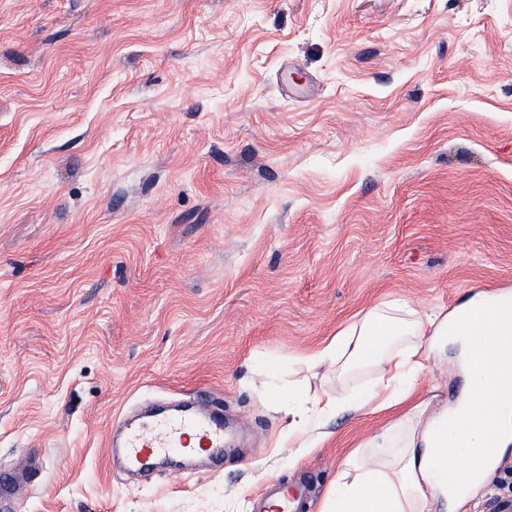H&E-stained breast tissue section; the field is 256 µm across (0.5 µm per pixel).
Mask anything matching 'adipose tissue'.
Segmentation results:
<instances>
[{"mask_svg": "<svg viewBox=\"0 0 512 512\" xmlns=\"http://www.w3.org/2000/svg\"><path fill=\"white\" fill-rule=\"evenodd\" d=\"M468 314L474 320L464 336L454 321ZM496 336H512V294L485 292L444 316L391 302L369 310L313 357V364H333L342 376L370 365L382 372L370 390L356 395L329 393L312 404L291 403L288 410L301 430L346 407L405 410L372 439L362 465L344 466L326 497L325 512H431L437 499H452L466 474L438 465L436 449L447 442L449 426L469 432L465 408L431 410L428 401L415 398V378L424 359L444 360L449 346H456L465 361L473 341L488 344Z\"/></svg>", "mask_w": 512, "mask_h": 512, "instance_id": "obj_1", "label": "adipose tissue"}]
</instances>
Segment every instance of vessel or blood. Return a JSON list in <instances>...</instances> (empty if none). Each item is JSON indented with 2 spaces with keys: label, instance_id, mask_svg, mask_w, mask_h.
I'll use <instances>...</instances> for the list:
<instances>
[{
  "label": "vessel or blood",
  "instance_id": "obj_1",
  "mask_svg": "<svg viewBox=\"0 0 512 512\" xmlns=\"http://www.w3.org/2000/svg\"><path fill=\"white\" fill-rule=\"evenodd\" d=\"M501 400L491 391L479 392L469 415L484 431L479 449L469 455L470 468L489 471L498 460L504 432L496 420ZM226 428L224 411L203 395H195L191 405L175 410L159 409L127 421L121 436L106 432L107 454L119 453L132 472H146L167 457H202L219 464L224 459ZM36 468L25 463L14 470L0 471V502H10L20 488L31 482ZM308 490L303 486H269L254 502L253 512H300Z\"/></svg>",
  "mask_w": 512,
  "mask_h": 512
}]
</instances>
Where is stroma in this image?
<instances>
[{
    "label": "stroma",
    "instance_id": "stroma-1",
    "mask_svg": "<svg viewBox=\"0 0 512 512\" xmlns=\"http://www.w3.org/2000/svg\"><path fill=\"white\" fill-rule=\"evenodd\" d=\"M512 287V0H0V468L10 512H308L390 418L322 419L311 369L366 310ZM205 388L244 430L221 470L134 484L120 413ZM456 362L420 398L452 405ZM458 512L512 497V444ZM36 467L27 457L26 463L15 470L0 471V505L1 501L10 502L20 488L31 482ZM308 490L304 486H269L254 502L253 512H300Z\"/></svg>",
    "mask_w": 512,
    "mask_h": 512
}]
</instances>
